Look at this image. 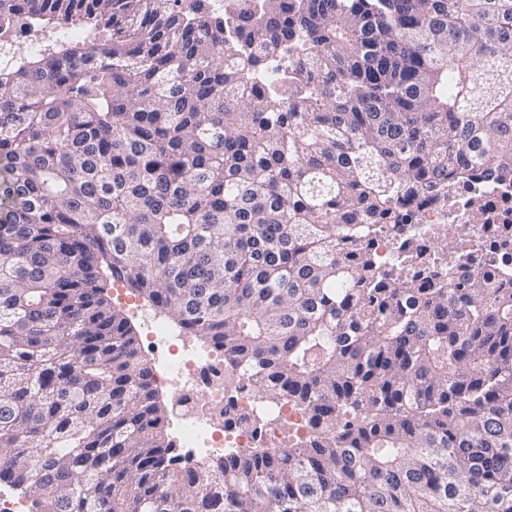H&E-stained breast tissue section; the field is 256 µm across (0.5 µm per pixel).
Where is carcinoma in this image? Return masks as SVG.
<instances>
[{
	"label": "carcinoma",
	"instance_id": "1",
	"mask_svg": "<svg viewBox=\"0 0 512 512\" xmlns=\"http://www.w3.org/2000/svg\"><path fill=\"white\" fill-rule=\"evenodd\" d=\"M228 2L0 0V484L28 512H512V289L375 246L408 186L512 182V0ZM113 283L307 435L180 465ZM278 416L282 423L288 424L287 426H280L278 432L282 434V436H287L288 441L286 439H282L279 434L274 432L269 435L266 446L270 448H286L290 440V435L295 434L297 437H301L305 432L304 420L301 412L291 405H283L278 409ZM266 447L265 445H262Z\"/></svg>",
	"mask_w": 512,
	"mask_h": 512
}]
</instances>
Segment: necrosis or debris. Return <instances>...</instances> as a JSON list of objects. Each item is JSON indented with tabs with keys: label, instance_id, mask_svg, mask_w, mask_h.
I'll use <instances>...</instances> for the list:
<instances>
[{
	"label": "necrosis or debris",
	"instance_id": "necrosis-or-debris-1",
	"mask_svg": "<svg viewBox=\"0 0 512 512\" xmlns=\"http://www.w3.org/2000/svg\"><path fill=\"white\" fill-rule=\"evenodd\" d=\"M480 223H473V215ZM468 225L470 244L454 253L449 272L467 267L487 274L503 284L512 283V183L487 178L475 169L468 175L449 178L437 194L420 197L406 224L393 228L377 241L385 261L401 262L408 245H422L433 251L438 231L454 232ZM238 375L222 354L184 355L173 363L165 382L175 403L190 418L183 429L189 445L213 447L212 426L223 423L224 388Z\"/></svg>",
	"mask_w": 512,
	"mask_h": 512
}]
</instances>
